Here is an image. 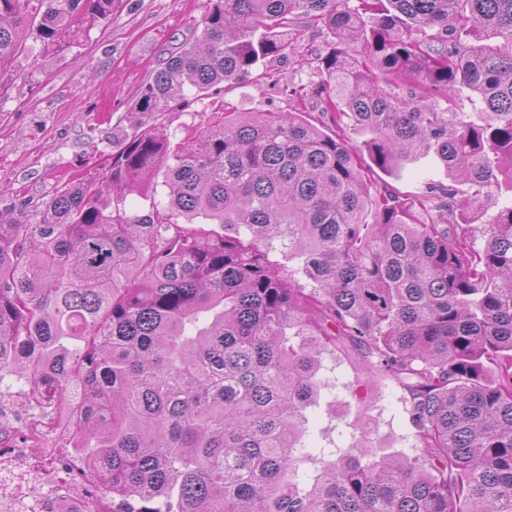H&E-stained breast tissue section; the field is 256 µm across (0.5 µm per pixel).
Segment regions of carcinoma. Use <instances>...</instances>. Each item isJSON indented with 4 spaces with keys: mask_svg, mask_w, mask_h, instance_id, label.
Returning <instances> with one entry per match:
<instances>
[{
    "mask_svg": "<svg viewBox=\"0 0 512 512\" xmlns=\"http://www.w3.org/2000/svg\"><path fill=\"white\" fill-rule=\"evenodd\" d=\"M116 3L0 0V72ZM302 19L332 41L290 111L216 104L175 144L138 127L40 223L0 211V376L77 413L119 512H512V0H209L131 111L238 86ZM428 157L451 183L372 190ZM162 168L168 200L128 211ZM338 354L402 390L416 456L377 458L367 424L331 460L302 442Z\"/></svg>",
    "mask_w": 512,
    "mask_h": 512,
    "instance_id": "1",
    "label": "carcinoma"
}]
</instances>
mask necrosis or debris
Here are the masks:
<instances>
[{
	"instance_id": "4bbe7bcc",
	"label": "necrosis or debris",
	"mask_w": 512,
	"mask_h": 512,
	"mask_svg": "<svg viewBox=\"0 0 512 512\" xmlns=\"http://www.w3.org/2000/svg\"><path fill=\"white\" fill-rule=\"evenodd\" d=\"M51 418L25 382L0 380V512H71L88 501L69 431L49 429Z\"/></svg>"
}]
</instances>
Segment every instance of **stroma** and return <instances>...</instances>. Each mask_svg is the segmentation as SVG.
Listing matches in <instances>:
<instances>
[{"label": "stroma", "mask_w": 512, "mask_h": 512, "mask_svg": "<svg viewBox=\"0 0 512 512\" xmlns=\"http://www.w3.org/2000/svg\"><path fill=\"white\" fill-rule=\"evenodd\" d=\"M206 9L207 0H123L111 24L91 28L65 58L18 55L0 76V211L25 224L40 223L42 203L72 178L103 174L136 124L164 127L177 142L206 125L218 100L237 112L288 111L287 96L252 76L229 92L212 87L181 112H133L142 85L176 42L193 34ZM329 40L327 31L300 26L296 52L273 66L284 80L309 79L312 59ZM325 365L331 387L307 412V446L349 447L368 423L377 456L411 454L401 391L368 380L347 360Z\"/></svg>", "instance_id": "1"}]
</instances>
